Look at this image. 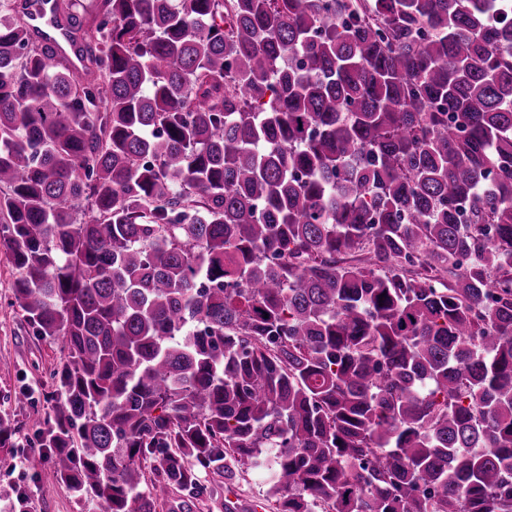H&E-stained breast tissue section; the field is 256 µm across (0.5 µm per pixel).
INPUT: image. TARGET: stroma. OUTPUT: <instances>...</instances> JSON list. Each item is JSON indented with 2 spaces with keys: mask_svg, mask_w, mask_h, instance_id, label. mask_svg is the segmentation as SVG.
<instances>
[{
  "mask_svg": "<svg viewBox=\"0 0 512 512\" xmlns=\"http://www.w3.org/2000/svg\"><path fill=\"white\" fill-rule=\"evenodd\" d=\"M17 272L9 251L0 247V418L9 420L14 433L11 446L0 449V505L13 504L26 495V512H87V501L75 497L60 483L51 464L30 470L25 458L38 451L40 433L54 419L55 385L52 374L64 358L61 337H40L13 303ZM208 484L217 494L212 499L185 501L172 492L157 506V512H225L227 497L237 498L240 512H275L274 500L263 494L255 471L230 463L227 476L211 475Z\"/></svg>",
  "mask_w": 512,
  "mask_h": 512,
  "instance_id": "35a3bbf8",
  "label": "stroma"
}]
</instances>
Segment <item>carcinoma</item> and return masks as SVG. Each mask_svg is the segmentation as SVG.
<instances>
[{"label":"carcinoma","mask_w":512,"mask_h":512,"mask_svg":"<svg viewBox=\"0 0 512 512\" xmlns=\"http://www.w3.org/2000/svg\"><path fill=\"white\" fill-rule=\"evenodd\" d=\"M0 0V245L103 512H512V0ZM154 463L148 480L144 463ZM27 3L30 7L22 11L21 16L28 30L51 44L56 58H66L72 70L80 71L83 61L72 48L64 27L55 19L53 4L46 0H30ZM227 475L226 478L224 475L206 477L207 483L213 485L218 491L213 499L189 501L183 494L170 492L164 500H160L156 512H229L224 509L228 495L237 498L242 506L240 510L234 512H276L275 499H266L255 471L231 461ZM179 502H182L185 507L178 509ZM253 503L262 506L261 510H252L250 505Z\"/></svg>","instance_id":"carcinoma-1"}]
</instances>
